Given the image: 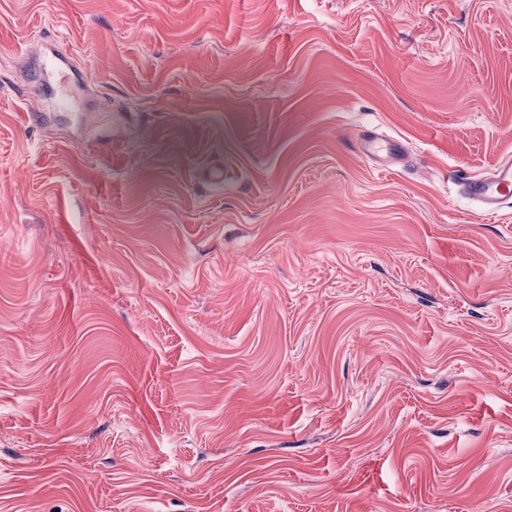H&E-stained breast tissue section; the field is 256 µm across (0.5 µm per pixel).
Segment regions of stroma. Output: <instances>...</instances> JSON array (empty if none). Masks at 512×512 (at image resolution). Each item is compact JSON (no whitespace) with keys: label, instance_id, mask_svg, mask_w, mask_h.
I'll return each instance as SVG.
<instances>
[{"label":"stroma","instance_id":"obj_1","mask_svg":"<svg viewBox=\"0 0 512 512\" xmlns=\"http://www.w3.org/2000/svg\"><path fill=\"white\" fill-rule=\"evenodd\" d=\"M505 156L512 0H0V512H512ZM354 140L360 151L365 155H374L383 159L381 166L389 168L394 165V159L400 153V143L394 140L386 142V146H382L377 142L370 131L359 130L354 135ZM468 196L486 215L495 214L512 198V159L501 161L487 177H473L466 183Z\"/></svg>","mask_w":512,"mask_h":512}]
</instances>
